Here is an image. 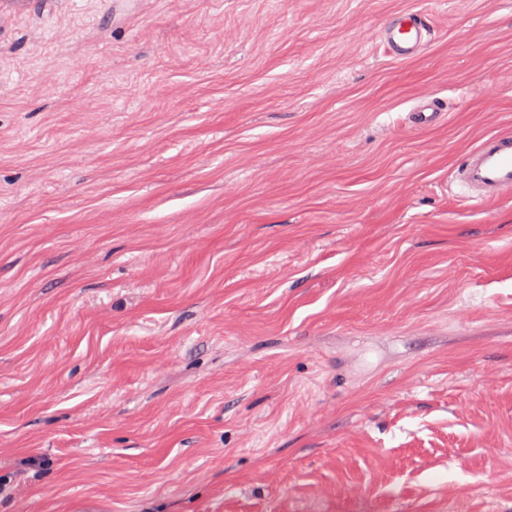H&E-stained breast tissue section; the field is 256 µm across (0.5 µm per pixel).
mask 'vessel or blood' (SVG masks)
Returning <instances> with one entry per match:
<instances>
[{
    "label": "vessel or blood",
    "mask_w": 512,
    "mask_h": 512,
    "mask_svg": "<svg viewBox=\"0 0 512 512\" xmlns=\"http://www.w3.org/2000/svg\"><path fill=\"white\" fill-rule=\"evenodd\" d=\"M435 29L425 12L404 10L396 13L377 30V41L385 54L396 61L419 59L431 45ZM445 116L442 105L425 99L408 114L411 127L424 129ZM455 178L470 207L512 198V130L490 133L466 154Z\"/></svg>",
    "instance_id": "1"
}]
</instances>
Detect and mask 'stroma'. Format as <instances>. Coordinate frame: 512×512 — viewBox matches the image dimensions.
I'll use <instances>...</instances> for the list:
<instances>
[{
  "label": "stroma",
  "instance_id": "1",
  "mask_svg": "<svg viewBox=\"0 0 512 512\" xmlns=\"http://www.w3.org/2000/svg\"><path fill=\"white\" fill-rule=\"evenodd\" d=\"M508 124L512 0H0V512H512ZM435 29L424 11L403 10L377 29V42L396 61L419 59L431 45ZM445 116L442 105L433 99H424L408 113V123L416 129H424L440 122ZM455 178L468 207L512 198V130L490 133L466 154Z\"/></svg>",
  "mask_w": 512,
  "mask_h": 512
}]
</instances>
